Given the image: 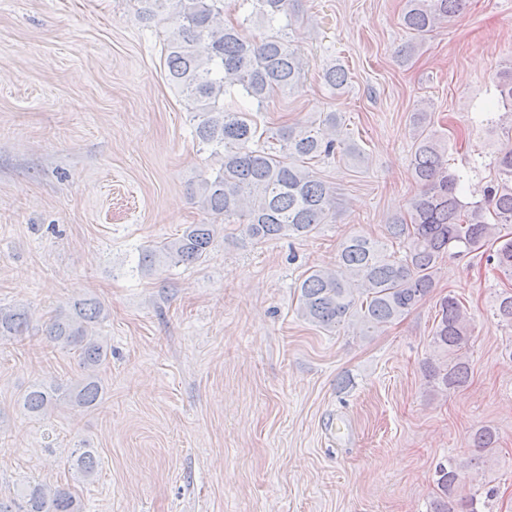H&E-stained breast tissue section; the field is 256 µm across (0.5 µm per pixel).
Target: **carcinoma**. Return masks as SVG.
<instances>
[{"mask_svg": "<svg viewBox=\"0 0 512 512\" xmlns=\"http://www.w3.org/2000/svg\"><path fill=\"white\" fill-rule=\"evenodd\" d=\"M143 20H158L166 29L163 66L169 82L185 97L193 112L199 142L220 158L218 169L202 177L192 199L214 219L238 216L247 235L267 242L283 236H307L326 223L336 209L332 188L308 165L341 147L336 113L328 112L322 127H261L258 118L279 95H293L303 86L304 58L292 46L286 30L296 21L291 0H238L240 14L226 19L224 0H136ZM466 0H407L402 24L416 38L457 16ZM261 33H250L253 24ZM325 83L339 89L348 72L333 66ZM496 99L488 112L495 123L512 134V63L496 75ZM250 104L246 110L237 99ZM415 152L413 179L420 187L411 202L409 220L386 225L389 238L402 245L403 255L391 256L374 240L352 236L341 248L336 268L318 267L299 284L298 314L324 329L357 323L362 334L387 326L416 308L434 287L439 261L445 256L476 252L488 242H500L487 263L512 278V142L493 160L494 176L479 200L464 201L465 176L454 172L427 113L413 117ZM215 229L212 224H190L181 236L158 247L157 256L191 264L206 258ZM494 314L512 327V291L496 295ZM432 335L433 354L424 370L434 390L446 392L465 386L471 377L463 352L471 336L470 320L453 294L440 298ZM104 309L94 299L73 304L46 327L47 342L74 351L87 374L71 384H36L24 394V407L45 416L60 397L75 408L94 407L104 388L96 370L112 354L108 341L95 333ZM28 315L20 309L0 308V336H20ZM497 443L496 432L481 427L472 445L482 450ZM72 466L77 478L87 480L100 467L92 448H80ZM473 460L448 459L436 467L435 490L429 512H483L480 501L462 497L458 489L469 476ZM0 512H83L79 497L64 486L21 485L14 496L0 495Z\"/></svg>", "mask_w": 512, "mask_h": 512, "instance_id": "cac0c4a2", "label": "carcinoma"}]
</instances>
